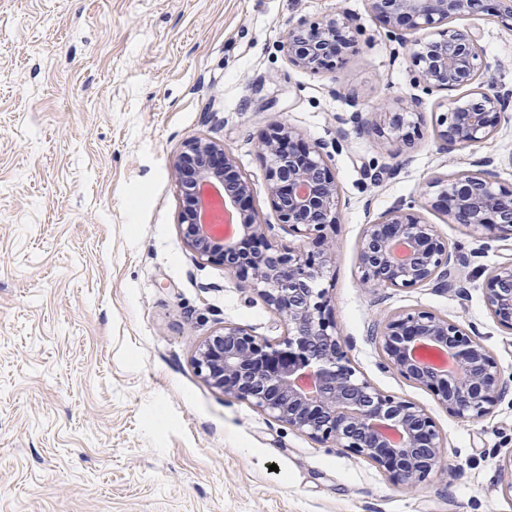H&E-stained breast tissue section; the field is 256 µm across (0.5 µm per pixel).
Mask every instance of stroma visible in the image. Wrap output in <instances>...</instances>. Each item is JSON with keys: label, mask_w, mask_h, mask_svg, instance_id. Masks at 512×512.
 Returning a JSON list of instances; mask_svg holds the SVG:
<instances>
[{"label": "stroma", "mask_w": 512, "mask_h": 512, "mask_svg": "<svg viewBox=\"0 0 512 512\" xmlns=\"http://www.w3.org/2000/svg\"><path fill=\"white\" fill-rule=\"evenodd\" d=\"M340 8L357 29L342 61L292 65L280 48L289 23ZM453 25L478 35L484 82L512 89V28L482 13ZM385 32L365 0H0V512H512V391L461 420L370 334L387 315L435 312L475 331L512 387V331L483 295L512 243L429 205L433 176L489 155L512 187V109L485 143L441 151L447 96L422 95L409 50ZM416 96V133L399 152L352 118L382 123ZM275 123L340 144L322 285L352 366L426 409L443 438L441 464L413 486L195 368L225 324L272 341L286 328L248 281L187 249L172 162L188 140L223 143L273 238L299 246L256 150ZM400 202L460 251L462 287L361 288L364 228Z\"/></svg>", "instance_id": "35a3bbf8"}]
</instances>
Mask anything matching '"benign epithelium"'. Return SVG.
Masks as SVG:
<instances>
[{
	"label": "benign epithelium",
	"instance_id": "7a95c632",
	"mask_svg": "<svg viewBox=\"0 0 512 512\" xmlns=\"http://www.w3.org/2000/svg\"><path fill=\"white\" fill-rule=\"evenodd\" d=\"M387 26L390 41L408 47L420 66L418 84L428 94L472 87L469 97L449 100L438 131L441 147L463 150L490 139L495 119L512 106V92L480 81L478 36L448 25L478 10L512 26V0H365ZM421 38H411L418 32ZM354 41L346 12L321 22L297 21L282 49L303 69L332 65L342 46ZM411 112H391L386 140L407 142L415 126ZM258 150L266 163L268 194L281 223L311 240L313 251L272 240V225L247 205L251 183L235 171L224 145L195 138L174 161L185 200L184 243L198 258L251 277L253 290L287 326L278 342L224 325L199 346L195 365L204 379L226 395L245 400L316 440H331L363 456L399 483L413 484L439 465L442 440L427 411L387 395L351 366L333 320L325 289L319 287L335 254L323 232L339 223L338 185L325 159L328 144L307 145L284 124L271 126ZM479 172L435 178L434 206L453 224L472 226L512 240V189L496 186L494 159ZM205 183L222 186V206L236 222L229 238L209 235L200 220ZM406 254H397V248ZM459 258L434 225L414 207L399 204L367 225L358 252L360 282L376 288H413L453 283ZM487 308L496 323L512 330V261L499 264L484 284ZM379 341L396 372L432 389L436 402L463 420H479L508 392L497 362L460 325L430 311L389 318ZM436 347L457 371L414 358Z\"/></svg>",
	"mask_w": 512,
	"mask_h": 512
}]
</instances>
